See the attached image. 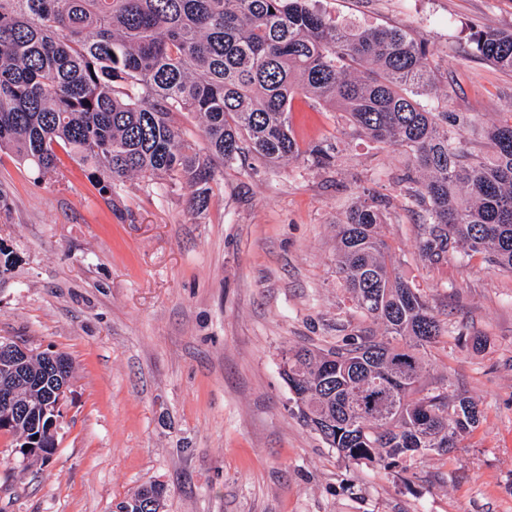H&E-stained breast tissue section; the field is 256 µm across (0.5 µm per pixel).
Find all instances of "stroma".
<instances>
[{"mask_svg":"<svg viewBox=\"0 0 512 512\" xmlns=\"http://www.w3.org/2000/svg\"><path fill=\"white\" fill-rule=\"evenodd\" d=\"M318 6L424 42L435 105L463 120L468 152L493 160L483 131L512 110V71L469 34L512 30V0ZM291 124L302 145L332 144L334 163L216 162L200 210L185 182L133 175L103 193L66 151L45 177L0 156V246L14 259L0 339L73 362L49 460L23 461L0 433V512H113L149 482L166 488L163 512H512V272L420 258L400 148L301 97ZM366 192L386 198L381 235L448 324L431 376L481 411L460 448L405 469L344 463L299 418L281 376L283 351L373 328L335 265L336 226Z\"/></svg>","mask_w":512,"mask_h":512,"instance_id":"1","label":"stroma"}]
</instances>
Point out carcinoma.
Listing matches in <instances>:
<instances>
[{
	"label": "carcinoma",
	"instance_id": "obj_1",
	"mask_svg": "<svg viewBox=\"0 0 512 512\" xmlns=\"http://www.w3.org/2000/svg\"><path fill=\"white\" fill-rule=\"evenodd\" d=\"M470 40L512 71V31ZM434 90L429 50L408 30L341 22L316 0H0V152L40 174L57 170L60 146L104 193L130 175L183 179L202 208L216 158L333 164V146L303 149L293 133V99L311 98L356 134L403 149L424 175L405 177L422 211V260L480 254L512 272V118L488 128L487 164L427 102ZM183 111L200 115L205 148L175 126ZM383 205L357 198L336 231V276L381 332L288 349L281 368L297 414L339 458L391 467L453 453L480 412L428 380V348L448 329L381 237ZM14 421L7 432L42 435L35 460L54 455L56 434L24 410ZM146 492L116 509L160 512Z\"/></svg>",
	"mask_w": 512,
	"mask_h": 512
}]
</instances>
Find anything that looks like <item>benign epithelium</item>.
Instances as JSON below:
<instances>
[{"mask_svg": "<svg viewBox=\"0 0 512 512\" xmlns=\"http://www.w3.org/2000/svg\"><path fill=\"white\" fill-rule=\"evenodd\" d=\"M31 358L28 348L18 343L0 340V390L8 392L6 401L0 404V413L9 417L12 410L29 404V394L48 385L47 401L43 402V416L49 417V430H54L58 419L55 414L62 409L67 390L71 382V373L68 363L54 354L48 355L50 365L53 366L52 378L33 375L27 371Z\"/></svg>", "mask_w": 512, "mask_h": 512, "instance_id": "obj_1", "label": "benign epithelium"}]
</instances>
